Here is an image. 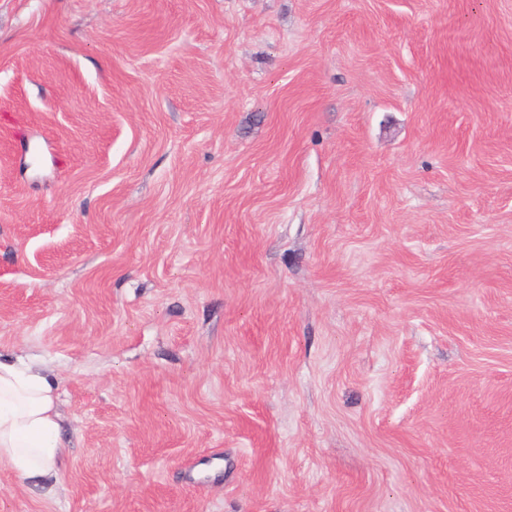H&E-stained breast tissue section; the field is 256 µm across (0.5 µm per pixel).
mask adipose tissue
<instances>
[{
    "label": "adipose tissue",
    "instance_id": "obj_1",
    "mask_svg": "<svg viewBox=\"0 0 512 512\" xmlns=\"http://www.w3.org/2000/svg\"><path fill=\"white\" fill-rule=\"evenodd\" d=\"M58 384L41 370L0 354V463L28 488L52 491L60 480Z\"/></svg>",
    "mask_w": 512,
    "mask_h": 512
}]
</instances>
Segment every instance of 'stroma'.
Returning <instances> with one entry per match:
<instances>
[{"instance_id":"35a3bbf8","label":"stroma","mask_w":512,"mask_h":512,"mask_svg":"<svg viewBox=\"0 0 512 512\" xmlns=\"http://www.w3.org/2000/svg\"><path fill=\"white\" fill-rule=\"evenodd\" d=\"M0 512H512V0H0ZM57 388L41 370L0 354V463L45 493L59 483L64 452Z\"/></svg>"}]
</instances>
